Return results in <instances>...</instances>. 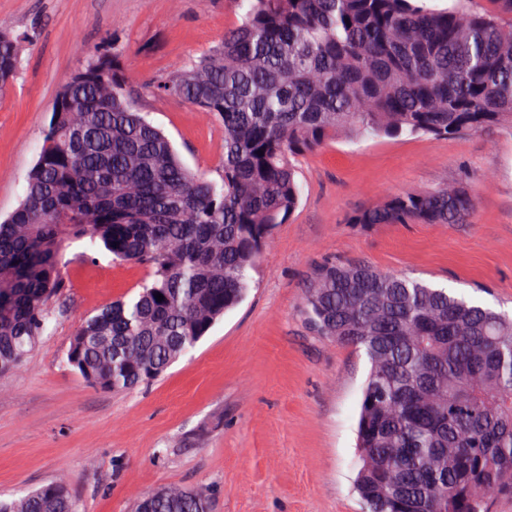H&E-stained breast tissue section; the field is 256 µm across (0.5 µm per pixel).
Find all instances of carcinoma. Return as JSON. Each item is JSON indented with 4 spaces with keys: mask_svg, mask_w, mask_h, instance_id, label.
Wrapping results in <instances>:
<instances>
[{
    "mask_svg": "<svg viewBox=\"0 0 512 512\" xmlns=\"http://www.w3.org/2000/svg\"><path fill=\"white\" fill-rule=\"evenodd\" d=\"M238 0L224 39L154 86L224 129L217 178L186 167L133 103L115 48L59 90L24 197L0 221V371L41 341L69 287L75 240L150 269L129 300L85 318L67 364L125 391L185 355L251 289V272L302 194L299 164L329 143L460 137L512 127V0ZM26 35L0 32V89ZM464 181L398 192L351 223L463 224ZM164 300L156 301V294ZM304 309L317 333L363 353L355 487L364 512H489L512 498V317L409 275L324 264ZM0 512H77L60 483ZM134 512H208V491L168 486Z\"/></svg>",
    "mask_w": 512,
    "mask_h": 512,
    "instance_id": "1",
    "label": "carcinoma"
}]
</instances>
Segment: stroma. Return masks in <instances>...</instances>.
<instances>
[{
	"label": "stroma",
	"mask_w": 512,
	"mask_h": 512,
	"mask_svg": "<svg viewBox=\"0 0 512 512\" xmlns=\"http://www.w3.org/2000/svg\"><path fill=\"white\" fill-rule=\"evenodd\" d=\"M241 18L236 0H0V30L26 32L22 66L0 93V219L18 205L60 87L87 53L119 50L138 108L184 163L216 173V119L154 94ZM467 180L464 224H353L408 189ZM302 197L253 273L246 299L163 376L96 389L65 362L86 316L132 297L150 274L72 242L70 286L18 369L0 372V497L62 483L78 512H132L170 485L209 487L211 512H362L353 489L363 353L319 335L303 306L325 262L364 261L512 314V129L463 137L335 142L305 157Z\"/></svg>",
	"instance_id": "stroma-1"
}]
</instances>
